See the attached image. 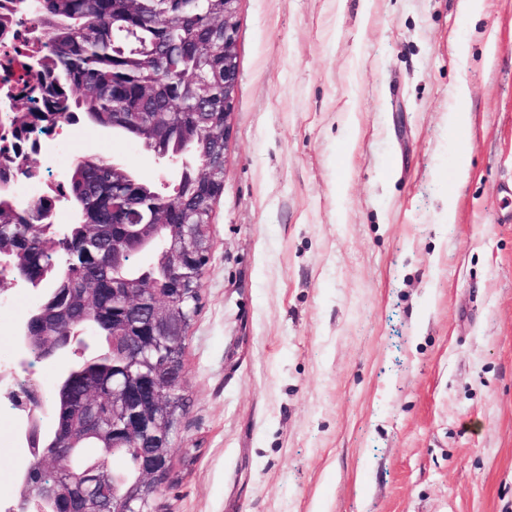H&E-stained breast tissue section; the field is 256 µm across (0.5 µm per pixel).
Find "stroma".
I'll return each mask as SVG.
<instances>
[{"label":"stroma","mask_w":512,"mask_h":512,"mask_svg":"<svg viewBox=\"0 0 512 512\" xmlns=\"http://www.w3.org/2000/svg\"><path fill=\"white\" fill-rule=\"evenodd\" d=\"M236 21L155 512H512V0L476 18L464 0H239ZM79 125L73 156L176 182L139 141ZM20 323L0 307V375L53 387L73 353L19 367ZM23 428L0 391L14 498Z\"/></svg>","instance_id":"35a3bbf8"}]
</instances>
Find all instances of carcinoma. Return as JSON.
<instances>
[{"label":"carcinoma","mask_w":512,"mask_h":512,"mask_svg":"<svg viewBox=\"0 0 512 512\" xmlns=\"http://www.w3.org/2000/svg\"><path fill=\"white\" fill-rule=\"evenodd\" d=\"M0 46L10 47L22 26L31 23L33 55L22 64L16 86L19 96L6 94L0 127L12 137L19 180L32 176L30 155L34 133L69 125L84 117L117 133L141 138L146 134L155 153L175 152L190 158L182 164L177 185L160 192L131 170L116 167L99 155L83 156L71 166L66 181L30 200L0 194V225L22 243L20 269L43 278L44 287L60 290L47 303L65 333L91 330L95 348L69 368L63 390H49L55 426L79 441L60 466L43 472L46 491L68 484L69 473L93 470L101 507L118 508L113 489L123 494L138 484L139 463L147 448L171 444L186 400L177 398L172 420L160 421L142 440L143 448L119 447L112 431V402L102 398L103 435L85 436L88 392L112 382L132 361L129 336L150 325L127 309L131 289L152 281L183 327L185 310L200 302L202 284L183 279V268L164 259L175 240H187L204 254L211 244L213 207L224 190V0H0ZM205 173L196 175L198 167ZM76 210L71 224L76 238L94 240V252L72 254L62 265L51 238L52 212L59 199ZM159 208L165 227L148 244L150 265L136 256L112 264V247L124 246L136 232L152 234L134 224L137 212ZM185 345L163 340L153 352L156 374L184 371ZM98 449L88 459L82 448Z\"/></svg>","instance_id":"carcinoma-1"}]
</instances>
